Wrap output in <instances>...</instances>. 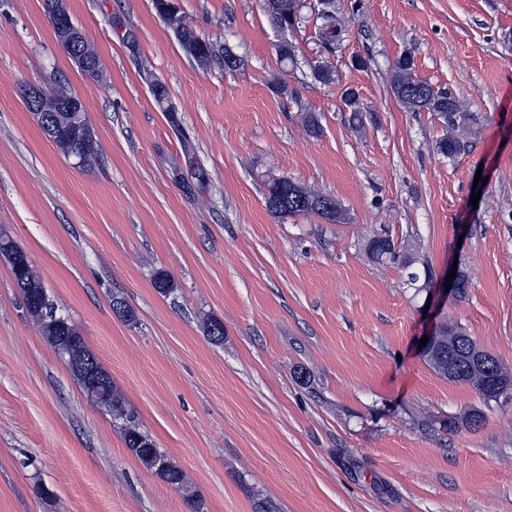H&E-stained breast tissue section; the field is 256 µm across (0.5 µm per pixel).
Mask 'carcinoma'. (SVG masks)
<instances>
[{"instance_id": "obj_1", "label": "carcinoma", "mask_w": 512, "mask_h": 512, "mask_svg": "<svg viewBox=\"0 0 512 512\" xmlns=\"http://www.w3.org/2000/svg\"><path fill=\"white\" fill-rule=\"evenodd\" d=\"M304 8L303 0H274V7L267 11V15L277 28L292 30L308 21V17L303 13ZM317 19L319 23L315 24V29L322 41L326 44L335 43L342 29L336 18L334 5L330 2L322 4V8L317 12ZM177 36L183 48L196 50L197 56L194 60L203 68L218 59L223 60L224 66L230 70L245 65L244 59L233 54L228 48L217 49L213 43L199 37L187 26H181ZM55 37L82 72L92 75L94 79L100 76V58L83 33L67 37L58 31ZM413 67V57L404 54L395 62L391 76L392 91L404 108L410 112H432L442 118L451 129L474 120L470 113L462 110L451 91L436 89L427 82L414 79L411 75ZM150 87L156 102L163 111L169 113L170 123L179 126V109L170 103L165 87L154 81L150 82ZM76 99L78 96L66 86L55 84L41 102L42 112L38 125L65 156L76 157L79 166L90 168L96 164L98 152L94 148L92 136L81 129V124L86 120V113L60 111L61 105ZM266 185L265 205L275 215L315 214L333 223L344 220L342 207L329 195L314 192L285 177L271 175ZM2 250L5 251L6 260L21 290L27 313L38 324L49 344L56 348L67 342L86 352L89 351L74 325L56 316L51 308L42 305L40 298L46 293L45 286L41 276L31 266L27 254L8 238L0 239V251ZM154 285L158 292L165 296L178 288L176 280L165 272L156 274ZM474 346L476 341L462 330L444 327L439 331V339L434 342L431 349L423 351V356L427 364L438 374L472 385L474 380L471 371V351ZM450 365L453 366V371L449 373L447 369ZM103 392L109 397L112 415L118 418L126 417L125 400L121 391L111 383L103 388ZM123 435L126 448L148 470H155L156 460L166 456L155 441L141 431L132 420L124 426ZM162 479L178 489H186L184 473L173 462L169 463Z\"/></svg>"}]
</instances>
